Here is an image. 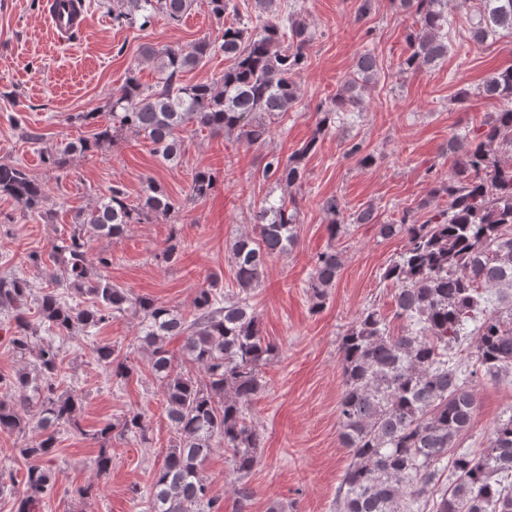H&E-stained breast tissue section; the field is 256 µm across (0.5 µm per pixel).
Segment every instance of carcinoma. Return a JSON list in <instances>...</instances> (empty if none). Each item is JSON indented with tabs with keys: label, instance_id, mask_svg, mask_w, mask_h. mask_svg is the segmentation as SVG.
Returning a JSON list of instances; mask_svg holds the SVG:
<instances>
[{
	"label": "carcinoma",
	"instance_id": "1",
	"mask_svg": "<svg viewBox=\"0 0 512 512\" xmlns=\"http://www.w3.org/2000/svg\"><path fill=\"white\" fill-rule=\"evenodd\" d=\"M193 2L114 0L112 23L145 25L156 16L179 23ZM281 2L255 0L266 18L253 25L242 21L230 0H208L220 25L219 41L145 48V59L156 71L155 84L143 85L137 68H130L112 94L109 120L99 124L98 113H78L77 121L97 124L92 138L70 141L44 162L62 167L71 154L93 152L130 131L152 146L161 163H172L179 158L180 132L190 124L264 143L266 120L284 116L298 100V78L313 38L305 20L282 10ZM399 5L412 17L410 54L400 71L413 73L448 56V0H399ZM501 31L512 34V0H480L472 38L483 41ZM217 49L229 60L223 75L192 85L181 82L183 73ZM377 71L376 56L361 53L306 144L287 158L267 153L263 176L288 187L300 184L304 161L333 116L359 111ZM483 92L512 97V67L494 73ZM448 150L456 157L453 174L417 205L427 218L420 222L405 213L397 224L378 225L384 238L402 234L407 239L383 278L396 285L394 318L417 329L393 336L380 311L368 307L339 337L344 380L337 405L339 441L349 463L336 492V512H425L418 503L430 496L434 512H512V413L494 423L488 447L479 452L462 447L476 399L468 377L448 354L452 346L471 341L484 375L512 376V108L495 113L473 136L453 138ZM215 186L213 173L198 170L192 175L190 198L205 199ZM0 195L31 213L41 212L46 202L42 183L14 164L0 163ZM436 195L448 196V209L431 208ZM322 208L334 238L345 223L342 208L334 197ZM176 209L175 200L150 179L136 205L127 203L124 189L114 185L75 213L69 237L55 246L52 257L63 268L62 286L70 296L89 297L86 307L50 289L33 298V285L24 275L0 278V312L11 313L9 342L21 356L33 358L31 368L0 376V432L35 433L30 444L18 449L29 461L22 480L0 471V490L9 483L22 484L15 491V512H37L54 495L51 463L59 426L95 442L109 438L116 428L123 437L147 440L146 415L138 411L98 429L83 428L82 399L59 391L60 349L40 336L42 331L58 337L88 333L130 309L140 314L136 341L148 352V370L161 384L174 434L153 475L149 512H222L202 474L217 444L230 452L235 512H249L252 492L244 479L257 464L260 434L247 409L264 388L261 366L276 356L275 345L262 335L251 298L270 258L295 246L297 210L284 199L264 201L254 215L259 237L240 235L229 248L239 291L218 292V277H213L196 292L189 320L151 297L113 286L101 274L111 259L91 252L93 238H120L129 225ZM341 266L334 249L317 256L308 284L312 310L323 307ZM33 300L36 321L30 318ZM471 321L475 325L470 330ZM175 336L183 339L177 354L166 348ZM94 352L119 382L137 371L110 344L98 345ZM444 472L448 483L440 487Z\"/></svg>",
	"mask_w": 512,
	"mask_h": 512
}]
</instances>
